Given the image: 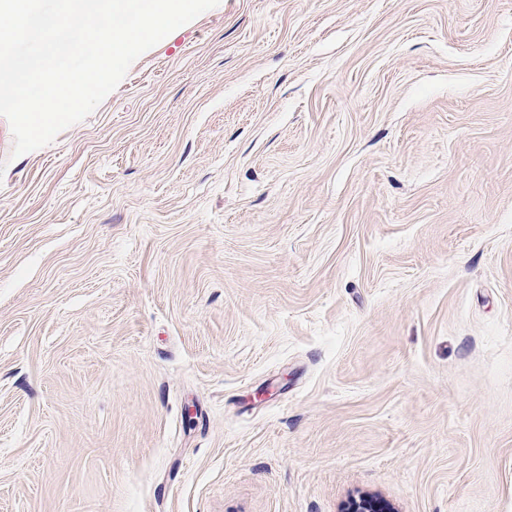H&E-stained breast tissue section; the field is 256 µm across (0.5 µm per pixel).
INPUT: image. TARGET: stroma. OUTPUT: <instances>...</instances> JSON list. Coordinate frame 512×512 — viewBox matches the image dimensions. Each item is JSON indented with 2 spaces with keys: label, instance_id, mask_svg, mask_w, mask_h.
I'll list each match as a JSON object with an SVG mask.
<instances>
[{
  "label": "stroma",
  "instance_id": "stroma-1",
  "mask_svg": "<svg viewBox=\"0 0 512 512\" xmlns=\"http://www.w3.org/2000/svg\"><path fill=\"white\" fill-rule=\"evenodd\" d=\"M13 145L0 512H512V0H220Z\"/></svg>",
  "mask_w": 512,
  "mask_h": 512
}]
</instances>
